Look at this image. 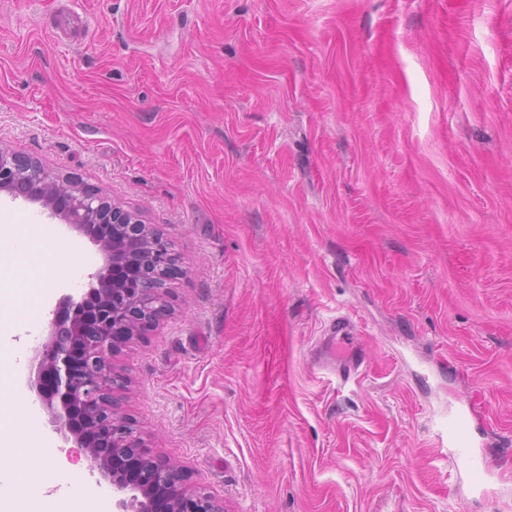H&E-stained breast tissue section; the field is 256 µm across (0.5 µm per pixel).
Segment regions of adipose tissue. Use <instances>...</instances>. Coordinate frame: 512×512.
<instances>
[{
    "mask_svg": "<svg viewBox=\"0 0 512 512\" xmlns=\"http://www.w3.org/2000/svg\"><path fill=\"white\" fill-rule=\"evenodd\" d=\"M7 255L30 262V292L40 304L45 301L47 280L76 285L89 263L88 258L74 245L63 241L51 225L31 223L21 229L0 215V259ZM9 350L11 364L0 368V447L33 448L37 445L36 438L19 427L15 414L16 406L23 401L20 370L25 348L13 344ZM27 470L32 476L29 498L35 505L34 512H103L104 502L92 496L45 495V488L63 481L59 467L32 459Z\"/></svg>",
    "mask_w": 512,
    "mask_h": 512,
    "instance_id": "ef3b65f1",
    "label": "adipose tissue"
}]
</instances>
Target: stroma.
<instances>
[{
  "mask_svg": "<svg viewBox=\"0 0 512 512\" xmlns=\"http://www.w3.org/2000/svg\"><path fill=\"white\" fill-rule=\"evenodd\" d=\"M0 146L169 240L124 409L224 512H512V0H0ZM0 275L30 352L89 286ZM470 419L465 411L444 419L441 423L439 436L448 437V446L453 448L452 454L465 462L466 472L471 484L477 488L485 484L490 470L479 460L469 435Z\"/></svg>",
  "mask_w": 512,
  "mask_h": 512,
  "instance_id": "stroma-1",
  "label": "stroma"
}]
</instances>
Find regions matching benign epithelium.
Here are the masks:
<instances>
[{
	"mask_svg": "<svg viewBox=\"0 0 512 512\" xmlns=\"http://www.w3.org/2000/svg\"><path fill=\"white\" fill-rule=\"evenodd\" d=\"M2 191L41 204L103 256L88 291L60 301L35 349L32 381L55 432L112 486L115 512H224V501L192 485L187 469L146 447L123 410L117 358L170 313L176 258L169 243L78 177L0 148Z\"/></svg>",
	"mask_w": 512,
	"mask_h": 512,
	"instance_id": "1",
	"label": "benign epithelium"
}]
</instances>
